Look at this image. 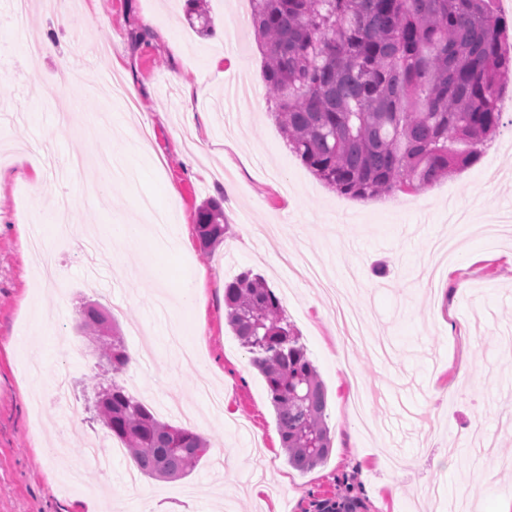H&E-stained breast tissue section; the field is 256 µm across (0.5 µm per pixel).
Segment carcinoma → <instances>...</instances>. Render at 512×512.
Wrapping results in <instances>:
<instances>
[{"label":"carcinoma","mask_w":512,"mask_h":512,"mask_svg":"<svg viewBox=\"0 0 512 512\" xmlns=\"http://www.w3.org/2000/svg\"><path fill=\"white\" fill-rule=\"evenodd\" d=\"M274 117L288 145L327 186L358 199L419 192L475 162L502 125L512 72L495 0H250ZM186 13L212 32L205 0ZM224 209L198 208L203 246L224 238ZM228 324L265 379L288 465L306 473L331 451L318 370L264 278L243 271L224 287ZM107 318L82 325L103 340L112 372L129 356ZM103 424L149 478L188 475L209 452L199 434L157 419L118 382L102 390Z\"/></svg>","instance_id":"carcinoma-1"}]
</instances>
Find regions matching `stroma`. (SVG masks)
Returning <instances> with one entry per match:
<instances>
[{
	"label": "stroma",
	"instance_id": "obj_1",
	"mask_svg": "<svg viewBox=\"0 0 512 512\" xmlns=\"http://www.w3.org/2000/svg\"><path fill=\"white\" fill-rule=\"evenodd\" d=\"M211 34L190 27L184 0H30L12 16L0 0V512H74L79 498L101 512L122 502L132 512H442L421 495V479L468 512H512V358L499 354L512 336V235L498 243L484 224L512 213V124L503 123L482 157L428 189L362 201L319 180L289 148L266 84L228 99L226 81L261 71L263 56L249 21L250 0H207ZM146 40L133 42L135 32ZM45 45L35 63L16 65L31 40ZM225 53L223 76L199 83L201 66ZM120 78L113 93L103 74ZM132 117L150 134L148 149L123 156L126 178L97 183L106 123ZM70 127L59 137L60 124ZM43 142L58 160L80 154L78 172L57 178L28 144ZM41 169L43 179L30 175ZM72 200L67 217L99 239L98 275L87 273L88 247L71 239L55 249L51 276L63 295L36 282L28 241L35 214L54 193ZM170 218L165 244L112 236L113 224H141L142 199ZM221 200L228 229L204 250L198 207ZM456 239L459 257L438 265L431 246ZM326 266L351 309L386 339L390 359L347 344L336 315L318 316L327 294L285 268ZM388 268L375 277L377 263ZM265 277L317 367L327 391L332 451L307 473L291 468L281 447L263 376L232 332L224 285L244 270ZM193 280L195 301L181 300ZM97 304L128 349L151 344L144 365L113 373L79 327ZM66 374L69 394L86 407L79 424L44 391L30 408V369ZM447 369L448 392L432 393ZM384 399L350 417L354 380ZM118 381L160 420L206 432L210 453L169 482L133 473L126 451L108 463L86 450L111 433L96 414L100 385ZM483 428L498 468L471 491L468 443ZM65 445L67 455H53ZM427 454L421 468L393 470L391 458ZM265 487L251 496L252 483Z\"/></svg>",
	"mask_w": 512,
	"mask_h": 512
}]
</instances>
